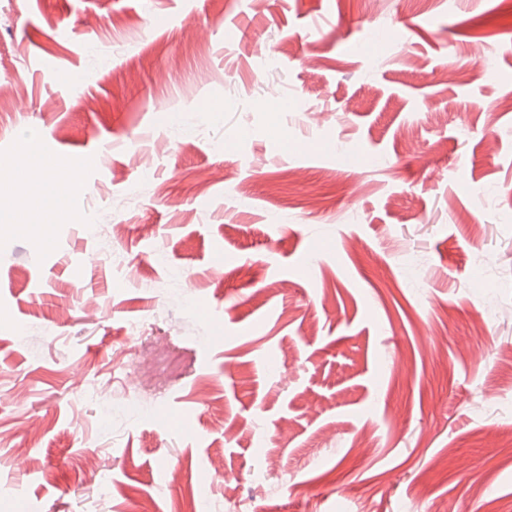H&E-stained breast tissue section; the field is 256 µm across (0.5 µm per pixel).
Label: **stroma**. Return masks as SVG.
Wrapping results in <instances>:
<instances>
[{
	"label": "stroma",
	"mask_w": 512,
	"mask_h": 512,
	"mask_svg": "<svg viewBox=\"0 0 512 512\" xmlns=\"http://www.w3.org/2000/svg\"><path fill=\"white\" fill-rule=\"evenodd\" d=\"M22 148L0 512H512V0H0Z\"/></svg>",
	"instance_id": "obj_1"
}]
</instances>
